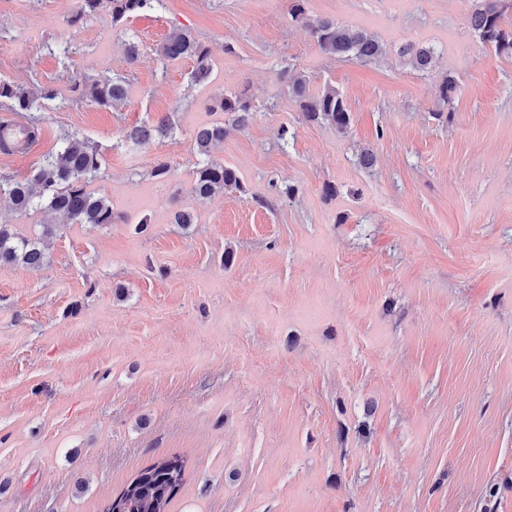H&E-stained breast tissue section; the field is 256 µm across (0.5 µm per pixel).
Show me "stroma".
<instances>
[{
  "mask_svg": "<svg viewBox=\"0 0 512 512\" xmlns=\"http://www.w3.org/2000/svg\"><path fill=\"white\" fill-rule=\"evenodd\" d=\"M289 5L163 0L74 25L75 0H0V79L57 94L0 175L77 132L124 217L61 225L42 269L0 267V512H101L174 454L171 512H512V57L471 33V0H307L384 43L375 64L322 54ZM174 29L208 48V83L160 61ZM409 42L437 50L428 75ZM105 75L127 78L123 106L78 92ZM293 75L343 95L345 132L302 115ZM228 90L252 119L212 155L245 190L202 201L193 134ZM164 116L173 134L125 140Z\"/></svg>",
  "mask_w": 512,
  "mask_h": 512,
  "instance_id": "stroma-1",
  "label": "stroma"
}]
</instances>
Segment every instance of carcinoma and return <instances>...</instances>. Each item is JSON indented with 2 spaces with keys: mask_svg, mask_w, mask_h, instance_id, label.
Segmentation results:
<instances>
[{
  "mask_svg": "<svg viewBox=\"0 0 512 512\" xmlns=\"http://www.w3.org/2000/svg\"><path fill=\"white\" fill-rule=\"evenodd\" d=\"M161 0H77V10L71 18L80 20L107 12L112 24L118 25L131 16L152 9ZM307 0H290L289 16L292 22L305 28L318 49L334 57L376 62L386 53L385 45L363 29L349 28L326 19L308 15ZM507 5L505 0H472L468 26L478 40L501 55L512 57V29L503 26ZM436 50L432 46L412 43L400 48V56L417 71L428 72ZM158 56L166 62L190 58L195 66L192 80L209 81L211 59L208 49L190 33L176 29L169 33L158 48ZM294 101L304 116L314 122L328 124L338 132H345L351 114L341 94L333 87L319 92L309 88L308 80L300 75L291 85ZM127 80L123 76H103L84 85L81 96L102 106H115L125 101ZM56 98L49 87L29 89L0 80V99L11 102L14 112H37L45 102ZM214 112L229 116L232 125L243 128L251 119V105L243 93L226 94L211 107ZM172 129L169 118H161L151 126L135 127L126 132V139L144 143L152 133L165 135ZM226 123L203 125L194 135V149L199 157L194 172L191 192L201 199L212 198L229 189L244 191L237 171L211 158L214 145L224 141ZM103 158L97 148L75 132H65L56 149L44 156L39 171L31 178H0V197L12 210L26 213L44 209L65 217L72 224L101 227L115 224L121 215L112 209L110 200L89 190V184L102 169ZM55 226L41 225L40 232L25 236L13 225L0 224V266L23 264L40 269L48 264L44 239L53 235ZM185 460L178 456H163L141 469L105 507L104 512H169V505L185 481Z\"/></svg>",
  "mask_w": 512,
  "mask_h": 512,
  "instance_id": "carcinoma-1",
  "label": "carcinoma"
}]
</instances>
